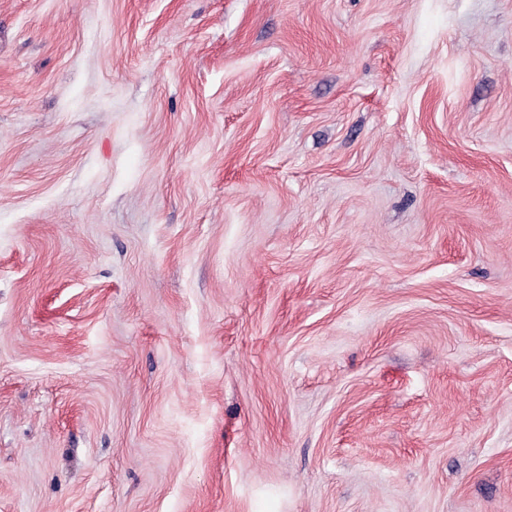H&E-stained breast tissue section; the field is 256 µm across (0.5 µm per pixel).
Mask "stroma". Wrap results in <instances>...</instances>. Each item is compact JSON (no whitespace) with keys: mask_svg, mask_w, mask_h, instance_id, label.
Masks as SVG:
<instances>
[{"mask_svg":"<svg viewBox=\"0 0 512 512\" xmlns=\"http://www.w3.org/2000/svg\"><path fill=\"white\" fill-rule=\"evenodd\" d=\"M0 512H512V0H0Z\"/></svg>","mask_w":512,"mask_h":512,"instance_id":"1","label":"stroma"}]
</instances>
